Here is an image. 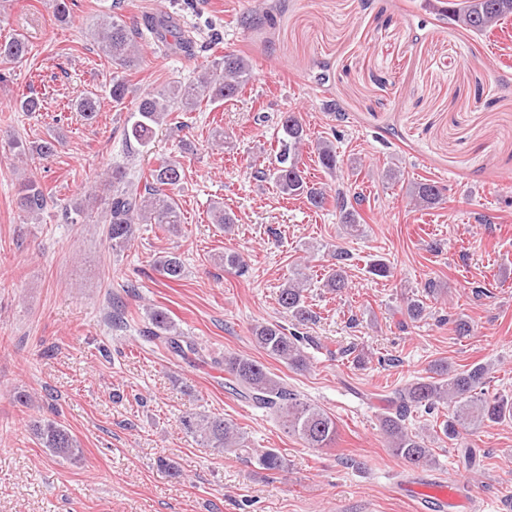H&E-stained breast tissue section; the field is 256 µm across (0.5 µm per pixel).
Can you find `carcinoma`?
I'll return each mask as SVG.
<instances>
[{
	"label": "carcinoma",
	"mask_w": 512,
	"mask_h": 512,
	"mask_svg": "<svg viewBox=\"0 0 512 512\" xmlns=\"http://www.w3.org/2000/svg\"><path fill=\"white\" fill-rule=\"evenodd\" d=\"M441 14L455 25L474 33L491 30L500 21L512 15V0H443ZM94 36L100 52L109 59L119 73L112 76L109 96L117 104L124 103L130 93L125 73L141 67L143 56L140 40H153L155 49L169 53L173 50L189 52L197 44L196 30L180 25L176 20L160 21L146 15L140 22H126L122 16L108 9L98 15ZM29 54V46L20 34L0 41V61H19ZM253 79V64L244 55L227 52L212 61L193 78L169 84L158 91L141 94L133 112L123 128L128 155H135L148 146L155 127L174 112H194L206 101L222 103L237 96ZM74 107L88 120L100 110L99 98L92 94L76 97ZM276 133L275 166L268 171H256L255 177L271 179L280 193L303 196L316 210L334 201L346 233L361 231L359 207L364 195L350 189L336 190L329 197L325 189L311 184L307 171L301 164V152L309 143L306 123L295 112H285ZM319 165L330 174L336 173L341 160L336 144L321 138L314 144ZM184 178V169L174 159H163L149 171L144 189L125 181V170L119 164L112 166L106 184L112 194L105 200L108 238L112 250L123 251L135 238L137 225L156 224L164 231L177 234L181 231L180 208L172 190ZM445 188L430 180L417 182L412 187L411 202L418 207L430 208L438 204ZM49 195L33 180L20 184L18 207L29 216L43 213ZM336 260L323 278V286L333 292L347 287L349 251L338 248L333 253ZM224 267L243 275L248 264L242 253L228 251L221 257ZM155 270L166 280L178 282L184 275L181 256L168 252L155 260ZM310 277L297 273L282 284L278 304L288 313L295 329L290 331L280 324L262 323L252 330L253 341L267 356L288 367L302 370L308 366L305 338L297 328L317 319V313L306 304L305 286ZM150 328L147 337L159 342L170 352L181 355L185 351L199 353L197 344L177 328L163 310L148 311ZM211 363L224 366L228 375V388L238 398L251 406L275 415L282 430L299 439L305 447L321 450L336 442V418L317 405L288 389L259 361L238 353H226L212 358ZM489 368L475 364L467 369L437 362L430 375L415 377L395 390L386 400L379 416V427L394 455L416 467H433L437 464L433 449L424 436L412 431L407 424L410 415L418 410L430 415L440 408L452 407L439 424V430L449 440H459L466 431H473L494 423L512 420V398L485 390ZM183 428L208 448L232 453L265 473H277L288 468V458L276 448H252L244 433L232 421L221 416L191 413L182 417ZM31 430L41 445L52 454L76 460L81 446L72 432L63 424L40 419L31 423Z\"/></svg>",
	"instance_id": "1"
}]
</instances>
